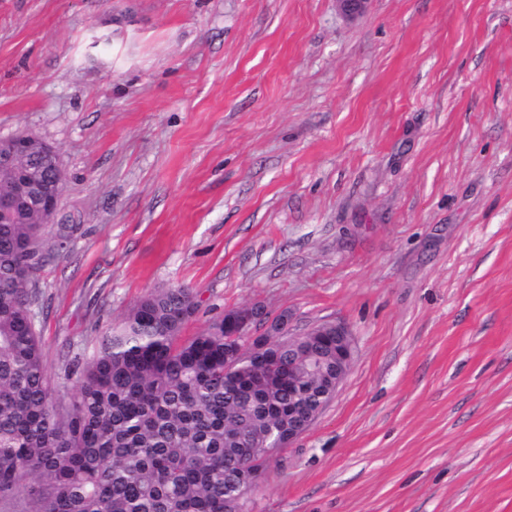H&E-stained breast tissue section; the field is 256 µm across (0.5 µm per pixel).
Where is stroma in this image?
I'll return each mask as SVG.
<instances>
[{"label":"stroma","mask_w":512,"mask_h":512,"mask_svg":"<svg viewBox=\"0 0 512 512\" xmlns=\"http://www.w3.org/2000/svg\"><path fill=\"white\" fill-rule=\"evenodd\" d=\"M20 132L64 177L52 374L156 288L194 292L186 339L341 321L348 375L244 512H512V0H0Z\"/></svg>","instance_id":"obj_1"}]
</instances>
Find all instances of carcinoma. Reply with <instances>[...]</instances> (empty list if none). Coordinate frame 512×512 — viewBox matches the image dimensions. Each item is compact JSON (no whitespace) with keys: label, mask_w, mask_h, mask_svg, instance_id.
<instances>
[{"label":"carcinoma","mask_w":512,"mask_h":512,"mask_svg":"<svg viewBox=\"0 0 512 512\" xmlns=\"http://www.w3.org/2000/svg\"><path fill=\"white\" fill-rule=\"evenodd\" d=\"M0 167V497L23 512H241L247 478L288 435V337L253 351L224 317L181 340L193 291L142 297L92 356L62 359L59 386L44 361L31 287L46 216L14 201L32 162L56 190L44 141ZM301 401L320 383L303 379Z\"/></svg>","instance_id":"1"}]
</instances>
